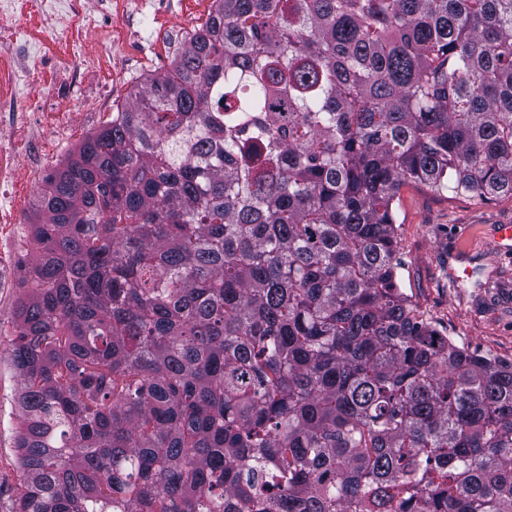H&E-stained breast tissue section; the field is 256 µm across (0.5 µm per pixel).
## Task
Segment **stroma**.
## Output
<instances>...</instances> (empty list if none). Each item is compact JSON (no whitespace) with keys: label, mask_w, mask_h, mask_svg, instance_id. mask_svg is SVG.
Instances as JSON below:
<instances>
[{"label":"stroma","mask_w":512,"mask_h":512,"mask_svg":"<svg viewBox=\"0 0 512 512\" xmlns=\"http://www.w3.org/2000/svg\"><path fill=\"white\" fill-rule=\"evenodd\" d=\"M113 0H83L84 13L75 34L48 31L40 25L27 0H18L21 15L19 36L43 46L37 77L20 92V112L25 120L44 130L41 144L21 136L11 146L13 178L17 189L10 199H0V210L18 215L19 221L0 220V270L7 276L0 288V344L16 334L15 308L23 293L31 245L27 239L26 215L45 186L44 178L65 157L68 148L54 138L61 121L73 122V139L86 132L87 113L99 111L104 100L122 102L139 75L169 66L175 48L164 39L166 31L189 34L207 17L210 0H183L179 14L164 8V0H130L127 11L135 15L138 36L127 46L134 62L128 72L114 69L111 58L96 55L100 30H112L122 38L126 18L114 9ZM85 54L96 56L92 76L85 79V94L78 101L63 99L59 86V61L72 43ZM399 253L403 263V288L417 312L437 323L454 341L471 349L512 361V247H505L498 227L512 224V195L490 201L436 194L419 184L403 186L396 204ZM469 269L462 282H454L449 269ZM19 382L6 355L0 354V505H8L19 483L14 456V433L18 426L15 397Z\"/></svg>","instance_id":"1"}]
</instances>
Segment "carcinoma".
I'll list each match as a JSON object with an SVG mask.
<instances>
[{"label":"carcinoma","instance_id":"carcinoma-1","mask_svg":"<svg viewBox=\"0 0 512 512\" xmlns=\"http://www.w3.org/2000/svg\"><path fill=\"white\" fill-rule=\"evenodd\" d=\"M409 183L512 194V0H211L45 179L3 512H512V361L403 291Z\"/></svg>","mask_w":512,"mask_h":512}]
</instances>
